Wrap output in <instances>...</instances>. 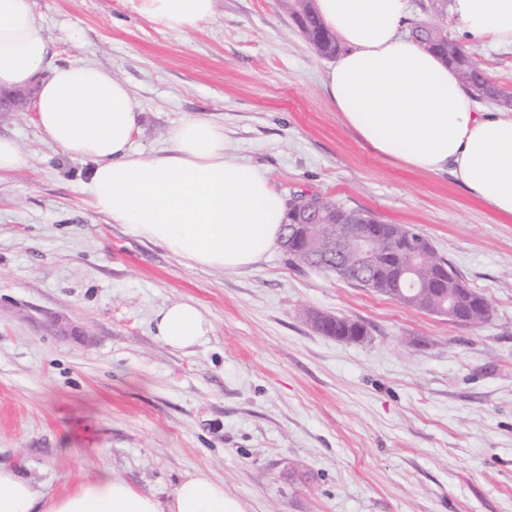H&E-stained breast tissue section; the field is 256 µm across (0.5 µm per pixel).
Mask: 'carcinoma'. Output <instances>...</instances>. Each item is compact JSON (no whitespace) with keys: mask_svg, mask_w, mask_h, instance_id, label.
<instances>
[{"mask_svg":"<svg viewBox=\"0 0 512 512\" xmlns=\"http://www.w3.org/2000/svg\"><path fill=\"white\" fill-rule=\"evenodd\" d=\"M289 9L295 24L319 54L329 57L337 53V39L323 24L313 0H292ZM447 15L448 0H428V4L423 6V15L411 25L410 37L446 62L456 72L461 83L478 98H494L512 107V98H495L489 95L490 91L496 89L495 84L475 67L470 54L462 50L458 42L448 37V29L444 26ZM286 207V216L290 222L294 220L299 207L321 208L324 210L325 223L331 225L330 229L319 231V258L291 254L288 260L292 263L324 269L335 273L340 279H347L336 268L338 264L344 266L352 262V258L343 251L341 236L349 226L369 224L371 231L381 242L372 281L365 284L354 280L353 285L438 316L443 313L445 294L449 293L454 297L459 317L464 319L465 325L477 327L490 318L489 304L483 294L469 288L448 259L433 248L428 249L423 258L412 267L411 280L402 278V244L409 240L424 239L414 228L401 224H383L366 210L350 209L331 198L317 195L294 194L286 199ZM324 334L345 341H360L367 335V330L357 321L338 316L325 327Z\"/></svg>","mask_w":512,"mask_h":512,"instance_id":"cac0c4a2","label":"carcinoma"}]
</instances>
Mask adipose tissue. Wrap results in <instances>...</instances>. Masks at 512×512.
Segmentation results:
<instances>
[{
	"label": "adipose tissue",
	"instance_id": "ef3b65f1",
	"mask_svg": "<svg viewBox=\"0 0 512 512\" xmlns=\"http://www.w3.org/2000/svg\"><path fill=\"white\" fill-rule=\"evenodd\" d=\"M126 2L185 36L216 6ZM315 6L346 47L324 79L345 123L380 155L418 171L450 172L471 196L512 216V113L476 111L457 74L401 34L408 0ZM451 11L469 42L512 45V0H452ZM49 58L31 0H0V89L38 83L36 126L48 146L91 162L85 188L99 213L192 268L240 272L278 246L285 201L262 170L226 154L222 125L187 118L172 130L167 149L143 157L131 148L137 114L128 85L100 66H53ZM154 325L165 346L182 352L212 330L191 300L160 308ZM0 512H247V505L201 472L187 474L163 500L105 466L57 496L0 466Z\"/></svg>",
	"mask_w": 512,
	"mask_h": 512
}]
</instances>
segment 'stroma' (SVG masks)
Instances as JSON below:
<instances>
[{
    "label": "stroma",
    "mask_w": 512,
    "mask_h": 512,
    "mask_svg": "<svg viewBox=\"0 0 512 512\" xmlns=\"http://www.w3.org/2000/svg\"><path fill=\"white\" fill-rule=\"evenodd\" d=\"M33 8L54 64L90 61L129 85L136 151L160 153L181 120L208 117L280 195L423 232L491 318L452 323L278 249L241 272L188 267L95 210L89 162L46 145L34 111L6 113L0 135L26 163L0 172V464L50 495L104 463L163 500L201 471L251 512H512V216L362 141L288 0H216L186 36L122 0ZM467 49L512 91L511 45ZM187 298L213 330L176 352L153 316ZM306 310L367 335H324ZM56 317L84 339L59 336Z\"/></svg>",
    "instance_id": "obj_1"
}]
</instances>
